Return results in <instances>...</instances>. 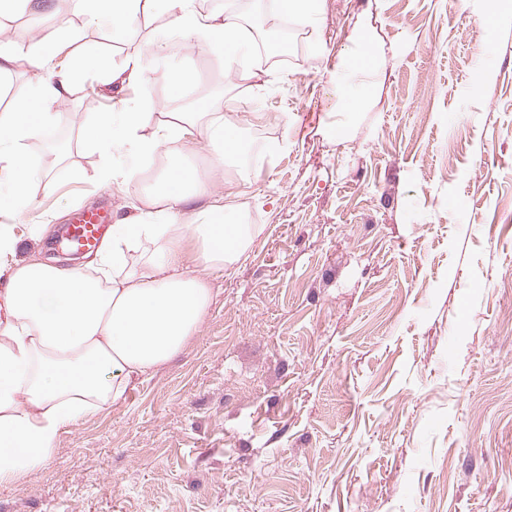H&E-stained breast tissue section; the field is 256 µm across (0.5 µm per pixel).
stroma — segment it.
<instances>
[{
    "label": "stroma",
    "instance_id": "obj_1",
    "mask_svg": "<svg viewBox=\"0 0 512 512\" xmlns=\"http://www.w3.org/2000/svg\"><path fill=\"white\" fill-rule=\"evenodd\" d=\"M493 2L322 0L323 55L294 22L286 56L255 51L252 72L221 79L223 55L154 52L163 13L119 42L66 0L0 17L16 98L34 93L23 56L35 40L59 44L58 69L94 45L114 67L141 57L132 108L220 104L263 153L238 200L257 233L246 259L212 274L200 331L62 431L45 469L0 488V512H512V13ZM360 25L387 63L343 117L332 86ZM484 52L479 80L471 60ZM175 68L193 72L194 93L167 83ZM114 92L93 70L56 105L64 157L25 140L43 171L25 216L0 172V225L19 257L51 258L76 207L133 214L140 182L93 178L130 152L87 148L76 125L111 111Z\"/></svg>",
    "mask_w": 512,
    "mask_h": 512
}]
</instances>
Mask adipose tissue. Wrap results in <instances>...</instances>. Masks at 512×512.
<instances>
[{"mask_svg": "<svg viewBox=\"0 0 512 512\" xmlns=\"http://www.w3.org/2000/svg\"><path fill=\"white\" fill-rule=\"evenodd\" d=\"M75 10L98 14L113 40L131 23L162 9L175 17L185 40L223 53L226 70L239 72L256 41L281 50L275 29L262 33L236 17L205 14L194 0H72ZM56 48L36 44L27 57L43 73L35 99L0 113V161L11 160V202L17 215L31 206L28 186L39 168L22 151L32 133H54V104L97 60L87 48L75 65L55 72ZM385 67L367 29L336 72V100L361 109ZM122 140L134 151L126 167L102 164L99 182L116 187L131 181L141 165L159 155L168 160L153 176L134 216L118 220L109 238L83 265L71 267L35 258L15 259L18 240L0 230V258L7 282L0 291V486L43 469L55 455L63 428L143 382L178 355L199 330L213 303L209 277L245 258L253 237L241 223L237 195L201 181L170 156L173 143L192 140L206 151L215 172L241 157L247 145L238 126L220 109L209 112L130 110L122 115Z\"/></svg>", "mask_w": 512, "mask_h": 512, "instance_id": "1", "label": "adipose tissue"}]
</instances>
